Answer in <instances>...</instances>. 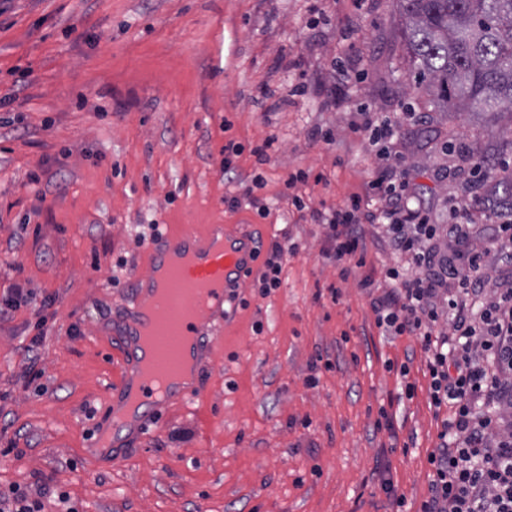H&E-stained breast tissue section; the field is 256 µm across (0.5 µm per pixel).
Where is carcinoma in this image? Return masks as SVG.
<instances>
[{
  "instance_id": "carcinoma-1",
  "label": "carcinoma",
  "mask_w": 512,
  "mask_h": 512,
  "mask_svg": "<svg viewBox=\"0 0 512 512\" xmlns=\"http://www.w3.org/2000/svg\"><path fill=\"white\" fill-rule=\"evenodd\" d=\"M408 73L442 112L512 114V0H395Z\"/></svg>"
}]
</instances>
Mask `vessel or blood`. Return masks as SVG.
I'll return each instance as SVG.
<instances>
[{
  "label": "vessel or blood",
  "instance_id": "b4317fda",
  "mask_svg": "<svg viewBox=\"0 0 512 512\" xmlns=\"http://www.w3.org/2000/svg\"><path fill=\"white\" fill-rule=\"evenodd\" d=\"M144 246L147 253L146 272L132 269L126 273L129 283L136 290L146 287L153 281L167 253H177L191 246L196 247L194 261L185 265L181 273L185 278L210 288L219 302L217 312L193 330L201 355L209 356L210 336L220 331L224 323L235 316L242 290L246 287L257 263L255 237L249 230L237 229L226 238L223 246L216 247L210 245L208 237L197 236L194 230L187 229L177 236L165 232L151 235L145 240ZM146 321V316L140 310V298L136 294L132 296L130 305L125 306L112 323V334L121 339L128 362L134 363L139 359L138 328ZM140 391L143 400L134 414L133 426L116 424L110 418L105 420L102 432L108 435L110 441L120 442L123 434L128 433L129 429L140 430L146 427L156 405L150 400L152 390L149 386H141Z\"/></svg>",
  "mask_w": 512,
  "mask_h": 512
}]
</instances>
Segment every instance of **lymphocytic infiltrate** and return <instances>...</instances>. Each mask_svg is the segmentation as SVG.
Segmentation results:
<instances>
[{
	"label": "lymphocytic infiltrate",
	"instance_id": "1",
	"mask_svg": "<svg viewBox=\"0 0 512 512\" xmlns=\"http://www.w3.org/2000/svg\"><path fill=\"white\" fill-rule=\"evenodd\" d=\"M408 184L393 182L386 166L373 183L382 208L355 195L349 207L316 210L312 218L327 230L341 277L354 273L368 224L386 225L390 250L422 270L393 273L395 287L372 303L382 335L419 339L431 403L448 411L428 457L430 488L419 512H512V286L491 287L488 273L489 258L512 264V224H473L480 197L451 203L448 256L436 267L434 227L414 207ZM53 497L66 512H81L46 478L1 489L0 512H46Z\"/></svg>",
	"mask_w": 512,
	"mask_h": 512
}]
</instances>
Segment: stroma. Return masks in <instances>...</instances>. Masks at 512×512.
<instances>
[{"label":"stroma","mask_w":512,"mask_h":512,"mask_svg":"<svg viewBox=\"0 0 512 512\" xmlns=\"http://www.w3.org/2000/svg\"><path fill=\"white\" fill-rule=\"evenodd\" d=\"M399 29L393 0H0V299H55L39 379L21 356L34 307L0 319V488L45 476L84 512H395L397 497L417 512L441 419L416 337L381 335L371 305L401 261L369 224L363 265L341 280L310 212L369 191L377 112L402 119L397 149L433 223L475 195L510 216L512 114L436 111ZM332 68L347 82L294 95ZM231 140L244 151L228 176ZM299 171L303 211L284 187ZM257 176L268 216L229 208ZM147 224H246L299 251L271 294L244 289L203 398L162 407L116 464L92 441L124 351L93 326L128 295L113 269L141 267Z\"/></svg>","instance_id":"stroma-1"}]
</instances>
